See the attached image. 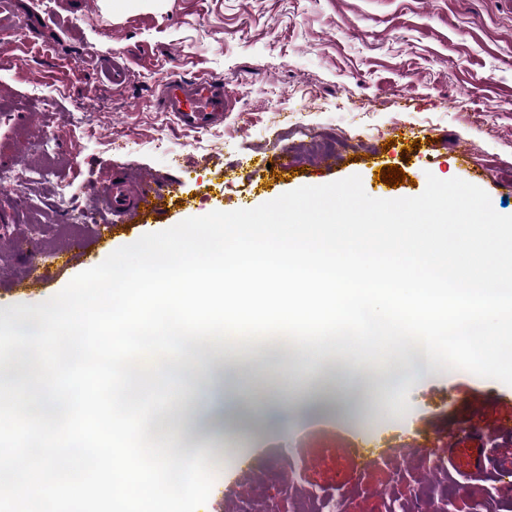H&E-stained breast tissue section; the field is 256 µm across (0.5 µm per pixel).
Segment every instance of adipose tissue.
Segmentation results:
<instances>
[{"label": "adipose tissue", "mask_w": 512, "mask_h": 512, "mask_svg": "<svg viewBox=\"0 0 512 512\" xmlns=\"http://www.w3.org/2000/svg\"><path fill=\"white\" fill-rule=\"evenodd\" d=\"M212 234L221 239V247L202 250L181 235L144 246L142 264L122 270L114 281L126 311L101 319L98 338L119 344L145 328L172 324L187 332L209 325L231 332L274 326L325 335L359 307L382 301L388 317L364 326L362 333L391 337L390 360L373 368L365 351L354 349L349 374H330L326 390L290 402L293 416L327 402L328 387L350 383L366 370L386 383L402 372L424 377L464 366L487 372L502 367L489 355L499 343L496 330L484 328L478 342L470 334L484 327L490 311L500 326L512 330V285L495 273L496 268L512 267V242L505 241L502 226L493 219L483 220L475 232L436 243L409 225L396 246L360 238L354 228L337 231L332 216L294 223L285 212L266 220L248 216L229 227L218 224ZM260 269L318 288L320 302L299 294L273 295L259 306L240 301L228 307L211 299L212 284L242 282ZM445 337L462 348L460 359L451 361L441 353Z\"/></svg>", "instance_id": "ef3b65f1"}]
</instances>
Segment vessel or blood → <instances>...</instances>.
I'll use <instances>...</instances> for the list:
<instances>
[{"label": "vessel or blood", "instance_id": "1", "mask_svg": "<svg viewBox=\"0 0 512 512\" xmlns=\"http://www.w3.org/2000/svg\"><path fill=\"white\" fill-rule=\"evenodd\" d=\"M99 72L102 81L118 87L126 83L129 67L124 59L115 57L101 60ZM158 105L187 129L221 124L227 110L224 78L211 73L186 81L177 74H170L162 85ZM179 194L178 183L148 185L137 178L127 164H114L111 179L94 187L95 205L100 215L92 230L94 242L104 240L116 223L131 224L161 213L167 201ZM15 254L21 259L25 271L11 280V288L19 291L50 285L52 277L38 242L32 239L18 241ZM491 431L498 438L512 439V408L492 429L471 422L457 434L446 431L435 422H426L410 436L407 445L435 458L447 459L449 468L463 478L492 480L500 492L511 496L512 449H488L487 434Z\"/></svg>", "mask_w": 512, "mask_h": 512}]
</instances>
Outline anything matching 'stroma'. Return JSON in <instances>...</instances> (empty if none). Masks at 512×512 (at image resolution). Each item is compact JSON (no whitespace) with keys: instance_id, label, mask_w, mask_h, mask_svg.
<instances>
[{"instance_id":"35a3bbf8","label":"stroma","mask_w":512,"mask_h":512,"mask_svg":"<svg viewBox=\"0 0 512 512\" xmlns=\"http://www.w3.org/2000/svg\"><path fill=\"white\" fill-rule=\"evenodd\" d=\"M0 40L8 47L0 101L36 115L19 131L0 123V149L16 154L19 169L55 167L51 181L20 191L22 205L8 216L17 233L47 252L61 249L64 216L88 213L94 184L117 162L144 180L182 181L193 200L92 245L90 259L56 271L47 288L12 290L21 261L0 245V311L49 300L144 234L352 175L387 200L421 195L431 175L472 180L497 213L512 215V0H14ZM115 54L130 67L120 87L96 79L99 61ZM175 55L185 77L223 75L232 106L222 125L188 130L155 107ZM78 112L84 122L73 121ZM333 122L348 137L336 154L284 178L248 180L261 159L305 150L306 130ZM390 164L406 183L377 181ZM62 184L65 207L56 202ZM288 367L284 358L255 366L239 393L265 406L285 386L306 396L323 381L306 368L289 376ZM475 392L486 395L483 418L492 421L512 401V376L443 372L392 393L387 417L363 394L345 413H308L287 427L270 417L251 431L203 435L217 476L199 512H238L245 488L251 512H307L325 499L342 512L398 504L427 512L451 495L459 512H512V497L423 452L377 454L361 471L337 452L350 437L395 441L432 419L459 427Z\"/></svg>"}]
</instances>
